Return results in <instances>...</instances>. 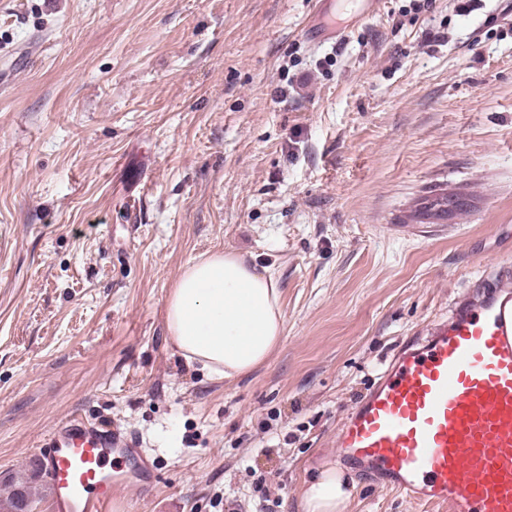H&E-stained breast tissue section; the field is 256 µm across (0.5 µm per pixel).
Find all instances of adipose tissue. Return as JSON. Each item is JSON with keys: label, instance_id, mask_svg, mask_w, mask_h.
<instances>
[{"label": "adipose tissue", "instance_id": "1", "mask_svg": "<svg viewBox=\"0 0 512 512\" xmlns=\"http://www.w3.org/2000/svg\"><path fill=\"white\" fill-rule=\"evenodd\" d=\"M281 290L269 269L231 252L190 262L167 303L169 335L184 358L231 378L250 373L276 347L284 327ZM349 485L335 469L320 470L303 492L307 512H343Z\"/></svg>", "mask_w": 512, "mask_h": 512}]
</instances>
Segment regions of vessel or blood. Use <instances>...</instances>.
I'll list each match as a JSON object with an SVG mask.
<instances>
[{
  "mask_svg": "<svg viewBox=\"0 0 512 512\" xmlns=\"http://www.w3.org/2000/svg\"><path fill=\"white\" fill-rule=\"evenodd\" d=\"M340 462L449 512H512V271L401 347L336 432ZM53 512H112L135 472L156 471L138 437L73 415L39 448Z\"/></svg>",
  "mask_w": 512,
  "mask_h": 512,
  "instance_id": "obj_1",
  "label": "vessel or blood"
}]
</instances>
